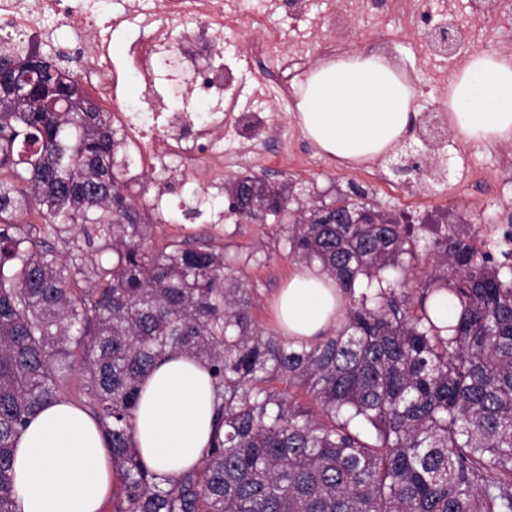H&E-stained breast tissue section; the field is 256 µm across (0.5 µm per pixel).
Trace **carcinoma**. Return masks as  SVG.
<instances>
[{
    "label": "carcinoma",
    "instance_id": "carcinoma-1",
    "mask_svg": "<svg viewBox=\"0 0 512 512\" xmlns=\"http://www.w3.org/2000/svg\"><path fill=\"white\" fill-rule=\"evenodd\" d=\"M25 59L0 51V171L13 178L0 180V512H15V439L77 373L112 448L116 512H512V264L445 234L425 248L435 272L416 298L398 215L346 196L335 213L361 223L324 224L288 210L286 184L234 180L238 213L287 214L289 258L319 264L346 300L330 335L266 334L223 251L144 246L150 225L125 202L106 113L81 91L54 112L14 99ZM22 214L57 238L83 227L112 262L74 293L66 263L16 232ZM442 290L461 305L449 336L428 306ZM166 353L207 364L224 426L173 481L144 463L132 426L142 379ZM274 380L303 389L318 416Z\"/></svg>",
    "mask_w": 512,
    "mask_h": 512
}]
</instances>
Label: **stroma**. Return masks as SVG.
<instances>
[{"label": "stroma", "mask_w": 512, "mask_h": 512, "mask_svg": "<svg viewBox=\"0 0 512 512\" xmlns=\"http://www.w3.org/2000/svg\"><path fill=\"white\" fill-rule=\"evenodd\" d=\"M443 4L444 0H363L360 9L347 12L341 0H309L306 17L280 9L260 23L245 20L225 29L224 67L235 76L233 86L224 94L226 111L249 109L252 99L262 96L266 84L278 75L275 67L258 68L251 54L252 45L266 36L286 38L293 32L306 31L307 17L316 16L322 27L306 43L310 64L347 52L378 54L387 56L408 74L417 96L413 104L415 118L405 144L423 158L420 172L404 176L394 175L383 158L367 166H340L306 137L295 113L279 112L270 104L264 114L277 130L266 148L271 154L286 153L287 162L258 158L245 168L228 163L224 166L225 180L249 176L272 184H293L292 202L296 205L333 201L355 185L364 190L369 204L396 214L412 207L414 233L424 244L433 239L432 227L436 224L447 225L450 234L467 239L475 227H487L483 250L495 262H503L505 252L512 250V242L503 238L500 230L501 225H512V145L489 147L465 143L454 136L442 105L448 86L434 81L428 30L416 24L417 15L424 11L434 21H443ZM485 18L481 39L463 35L461 52H512V0H501L497 8L486 12ZM432 120L439 128L438 149L434 152L419 137L420 130ZM123 193L151 224L145 244L152 250L159 252L175 244H205L240 255V276L251 290L252 317L261 329L278 333L273 301L296 268L287 256L278 224H262L231 213L225 214L223 223L213 224L207 215L190 208L172 211L162 220L145 205L151 195L148 185H127ZM36 237L66 260L71 287L92 286L90 270L105 256L103 240H94L90 247L77 253L68 241L45 232H37Z\"/></svg>", "instance_id": "1"}]
</instances>
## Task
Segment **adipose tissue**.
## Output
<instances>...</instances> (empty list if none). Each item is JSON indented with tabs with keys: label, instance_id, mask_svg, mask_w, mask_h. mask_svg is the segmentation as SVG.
Instances as JSON below:
<instances>
[{
	"label": "adipose tissue",
	"instance_id": "obj_1",
	"mask_svg": "<svg viewBox=\"0 0 512 512\" xmlns=\"http://www.w3.org/2000/svg\"><path fill=\"white\" fill-rule=\"evenodd\" d=\"M306 134L342 164L373 162L408 133L416 90L383 56L347 53L311 68L297 85ZM463 142L512 144V53L469 54L444 101ZM345 300L318 268L299 266L277 299L284 336L315 339L335 328ZM210 374L193 355L162 358L143 381L133 416L136 444L159 475L197 468L214 434ZM112 451L96 420L58 401L32 418L14 451L16 512H100L117 485Z\"/></svg>",
	"mask_w": 512,
	"mask_h": 512
}]
</instances>
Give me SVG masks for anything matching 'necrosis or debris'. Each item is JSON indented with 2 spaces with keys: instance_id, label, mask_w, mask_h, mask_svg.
<instances>
[{
  "instance_id": "obj_1",
  "label": "necrosis or debris",
  "mask_w": 512,
  "mask_h": 512,
  "mask_svg": "<svg viewBox=\"0 0 512 512\" xmlns=\"http://www.w3.org/2000/svg\"><path fill=\"white\" fill-rule=\"evenodd\" d=\"M279 6V0H236L228 12L224 0H133L116 20L103 0H0V46L44 45L49 21L74 32L72 53L81 64L83 85L91 88L100 110L112 114L124 146L147 155L127 160L124 177L137 181L165 167L182 174L159 188L152 202L159 209L186 194L204 164L223 157L225 137L238 136L251 124L254 114L246 111L225 126L224 88L230 78L215 59L224 52L225 27ZM120 24L138 34L149 87L138 103L124 108L117 102L122 74L112 62V34ZM251 51L283 73L305 59L300 38L286 45L275 36L262 38Z\"/></svg>"
}]
</instances>
